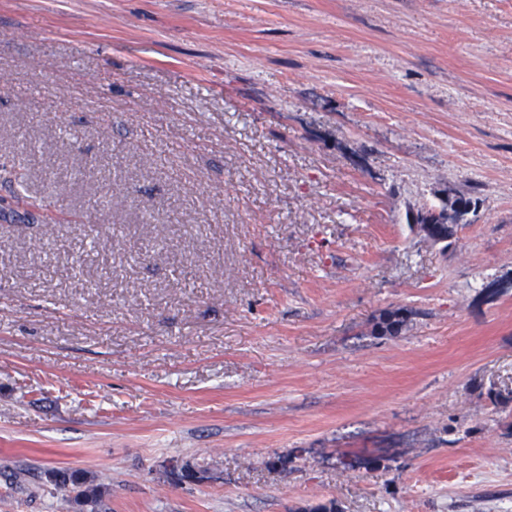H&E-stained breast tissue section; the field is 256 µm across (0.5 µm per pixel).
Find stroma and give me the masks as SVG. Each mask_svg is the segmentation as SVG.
Listing matches in <instances>:
<instances>
[{"label": "stroma", "instance_id": "35a3bbf8", "mask_svg": "<svg viewBox=\"0 0 512 512\" xmlns=\"http://www.w3.org/2000/svg\"><path fill=\"white\" fill-rule=\"evenodd\" d=\"M0 74V512H512V0H0ZM443 206L441 207L439 214L436 211L428 210L426 212L418 211L416 214H412V222L419 229L421 224H426L429 230V237L434 240V243H444V248L448 247V240L453 236V228L444 224L440 221L441 215L449 209L454 211L463 224L469 223L465 217L470 213H475L477 209V201L471 197L457 196L452 201L448 200V195L443 198ZM421 230V229H420ZM422 231V230H421ZM424 232V231H422ZM425 233V232H424ZM426 234V233H425ZM407 310L405 309H397L394 311L384 312L379 321L375 326V333L377 335H397L404 326V323L407 318Z\"/></svg>", "mask_w": 512, "mask_h": 512}]
</instances>
